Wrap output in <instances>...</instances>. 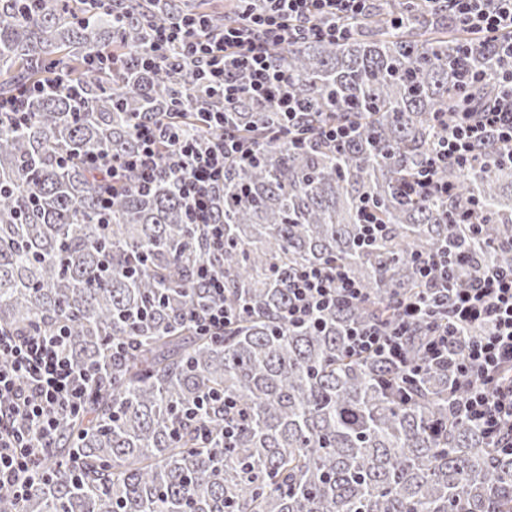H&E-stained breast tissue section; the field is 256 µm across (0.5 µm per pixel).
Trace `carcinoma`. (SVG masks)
I'll use <instances>...</instances> for the list:
<instances>
[{
    "instance_id": "obj_1",
    "label": "carcinoma",
    "mask_w": 512,
    "mask_h": 512,
    "mask_svg": "<svg viewBox=\"0 0 512 512\" xmlns=\"http://www.w3.org/2000/svg\"><path fill=\"white\" fill-rule=\"evenodd\" d=\"M190 8L0 0V95L55 74L79 91L33 99L21 123L0 118V329L63 327L74 365L105 377L84 412L62 422L24 496L0 495V512H512V455L448 419L455 372L423 362L438 317L412 327L414 379L346 346L350 329L388 323L406 298L443 301L413 256L448 246L450 287L512 263V169L493 163L492 148L466 171H439L455 187L447 199L412 202L399 190L444 141L436 113L463 97L456 67L486 73L468 99L495 95L494 46L467 54L476 35L448 13L373 0L342 40L278 48L294 91L316 104L313 121L348 114L361 134L337 151L318 142L294 151L271 139L278 115L241 98L237 124L259 152L224 171L215 206L224 251L213 257L170 177L139 192L107 186L80 164L90 151L131 149L136 117L213 136L200 113L222 110L223 99L180 49L149 72L137 67L149 24ZM264 8L228 0L215 24ZM95 49L118 66L85 68ZM364 200L387 226L368 244ZM471 203L485 215L479 231L456 220ZM210 256L224 272V303L245 307L220 341L191 321L195 271ZM330 262L366 289L364 300L317 324L283 322L287 275ZM117 342L132 350L116 370ZM211 396L237 404L229 442L224 405L201 406ZM194 409L211 431L205 442L184 421Z\"/></svg>"
}]
</instances>
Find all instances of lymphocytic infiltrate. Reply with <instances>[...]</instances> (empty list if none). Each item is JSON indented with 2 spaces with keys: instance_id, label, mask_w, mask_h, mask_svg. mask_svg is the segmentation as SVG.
<instances>
[{
  "instance_id": "1",
  "label": "lymphocytic infiltrate",
  "mask_w": 512,
  "mask_h": 512,
  "mask_svg": "<svg viewBox=\"0 0 512 512\" xmlns=\"http://www.w3.org/2000/svg\"><path fill=\"white\" fill-rule=\"evenodd\" d=\"M259 13H243L238 22L213 30L205 17L178 16L156 23L137 64L151 70L167 58L170 47L181 46L209 89L220 92L224 108L205 113L219 131L199 142L171 124L151 120L135 123V145L124 154L90 153L85 166L116 185L152 187L159 175L174 180L190 223L200 226L212 252L224 248V227L214 221L215 196L224 185V167L247 165L256 157V144L241 134L232 118L241 97L281 114L286 125L279 132L293 148L318 140L337 147L356 138L360 129L349 119L308 126L313 103L291 88L293 76L273 55L276 47L313 39L335 42L344 38L345 21L360 18L370 0H266ZM449 14L472 32L495 42L501 59L502 89L478 108L457 104L447 117L448 133L428 163L402 184L405 196L425 200L448 197L454 187L439 180V169L471 167L482 145L497 149L500 164L512 166V0H445ZM237 63L248 73L239 85L228 65ZM420 276L449 289L446 322L434 325L424 346L427 363L446 365L457 356L456 381L460 393L453 399L455 417L473 423L490 438L493 447L512 449V266L487 269L466 287L449 288L448 256H417ZM196 282L203 288L204 307L193 320L204 335L221 338L239 309L224 304V275L212 260L199 264ZM288 302L282 315L291 325L314 323L340 305L360 301L365 291L339 264L307 266L288 277ZM429 305L406 300L393 322L355 328L347 336L349 351L404 362L406 338L413 322L427 316ZM484 326L458 349L460 333L471 325ZM96 374L76 369L71 338L63 330H38L26 336L0 332V493L21 497L26 479L36 472L39 452L54 447L62 415L80 411Z\"/></svg>"
}]
</instances>
